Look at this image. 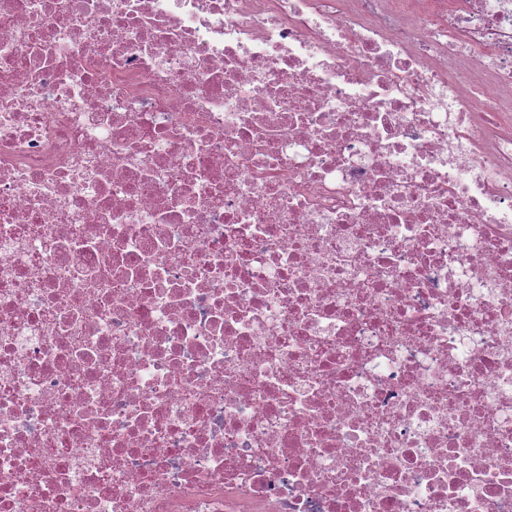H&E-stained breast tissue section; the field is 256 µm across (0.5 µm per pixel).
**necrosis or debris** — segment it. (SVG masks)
<instances>
[{"instance_id": "4bbe7bcc", "label": "necrosis or debris", "mask_w": 512, "mask_h": 512, "mask_svg": "<svg viewBox=\"0 0 512 512\" xmlns=\"http://www.w3.org/2000/svg\"><path fill=\"white\" fill-rule=\"evenodd\" d=\"M0 512H512V0H0Z\"/></svg>"}]
</instances>
